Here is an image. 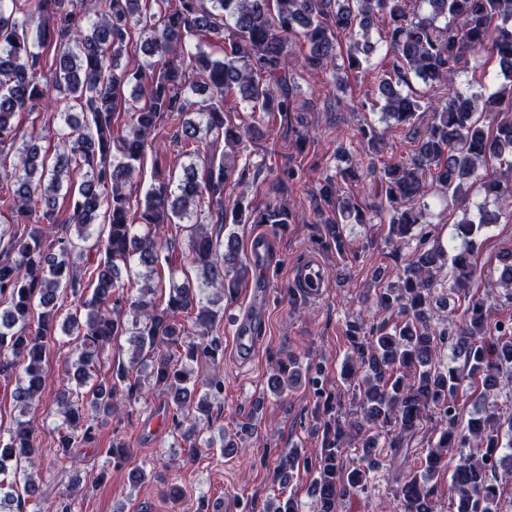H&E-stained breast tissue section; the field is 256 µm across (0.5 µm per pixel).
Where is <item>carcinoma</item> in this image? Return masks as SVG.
I'll list each match as a JSON object with an SVG mask.
<instances>
[{"instance_id": "1", "label": "carcinoma", "mask_w": 512, "mask_h": 512, "mask_svg": "<svg viewBox=\"0 0 512 512\" xmlns=\"http://www.w3.org/2000/svg\"><path fill=\"white\" fill-rule=\"evenodd\" d=\"M425 15L408 10V0H108V10L93 17L87 0H0V156L16 152L13 168H0V377L15 378L14 397L21 415L33 413L44 382L43 362L56 336L73 337L66 362L65 388L56 397L62 417L54 448H42L29 419H18L0 435V512H42L39 487L27 466L48 455L56 469L74 463L72 449L95 441L99 419L121 412L139 399L143 388L165 393L171 404L173 432L193 455L215 447L211 409L224 394L217 380H199L195 367L216 369L224 360L217 335L224 298L234 299L249 274L238 237L207 231L215 224H274L293 220L284 205L252 208L239 199L224 208L227 184H242L250 164L216 161L202 152L208 140L235 148L262 135V119L296 111L293 47L306 48L302 65L332 70L336 87L363 68L375 51L370 31L387 48L386 69L378 77L371 110L397 125L424 123L409 159L393 158L382 167L351 163L319 185L315 195L319 244L340 257L349 253L340 223L364 224L356 198L339 195L338 181L381 184L390 214L389 237L415 243L403 265L392 273L373 272L377 303L396 309L389 330L365 333L362 320L347 324L353 353L344 379L361 374L356 419L358 457L343 459L344 426L326 423L313 482L314 512H341L344 499L366 493L380 447L398 459L428 417L444 422L427 451L423 471L397 490L400 512H434L430 481L448 453L459 463L448 484L455 512H503L495 482L500 469L512 477V415L485 411L458 425L459 394L482 385L480 397L496 389L512 401V317L490 323L482 300H473L464 322L454 330H436V313L448 297L469 288L472 256L481 230L498 222L499 213L478 209V220L457 224L456 237L443 242L427 220L420 198L431 186L464 202L468 181L480 183L499 208L512 209V185L497 176L496 165L512 168V0H423ZM145 34L141 49L148 61L121 65L132 30ZM350 42L343 64L336 63L337 35ZM217 38L222 56L201 44ZM485 52L499 65L505 83L488 96L456 90L431 99L411 90V79L454 85L468 57ZM209 96L191 101L196 81ZM239 94L249 120H228L226 98ZM77 100L83 121L65 118L56 130L55 153L31 133L18 139L20 112H55ZM493 115L489 130L475 118ZM128 116L124 125L119 118ZM176 125L175 139L188 163L178 177L160 178L144 199L132 205L131 184L143 168L148 142L165 120ZM357 138L372 154L381 152L384 134L360 126ZM66 202L60 218L59 200ZM104 217L106 235L91 227ZM176 224L186 234L195 280L174 277L175 245L158 237L157 228ZM92 245H87V242ZM104 253L92 263L90 251ZM500 284L512 302V254L502 258ZM140 273L144 286L136 297L124 293L123 275ZM168 269V281L159 271ZM94 284L91 295L82 288ZM168 288L165 307L158 290ZM77 299L75 312L57 323L62 293ZM130 336L146 351L147 369L130 375L121 365L108 382L93 380L100 355L119 336ZM448 359H442L443 350ZM302 363L293 356L278 363L269 386L280 396L302 379ZM480 448L482 453H466ZM308 458L292 448L280 457L278 481L284 483Z\"/></svg>"}]
</instances>
